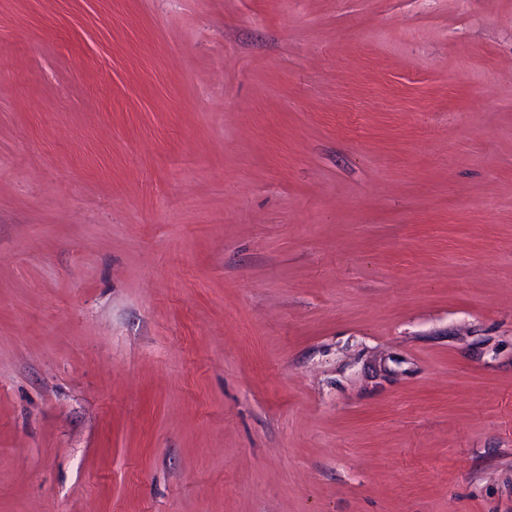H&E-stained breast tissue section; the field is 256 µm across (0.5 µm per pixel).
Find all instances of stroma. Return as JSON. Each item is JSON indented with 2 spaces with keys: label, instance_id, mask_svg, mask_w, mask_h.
<instances>
[{
  "label": "stroma",
  "instance_id": "obj_1",
  "mask_svg": "<svg viewBox=\"0 0 512 512\" xmlns=\"http://www.w3.org/2000/svg\"><path fill=\"white\" fill-rule=\"evenodd\" d=\"M0 512H512V0H0Z\"/></svg>",
  "mask_w": 512,
  "mask_h": 512
}]
</instances>
